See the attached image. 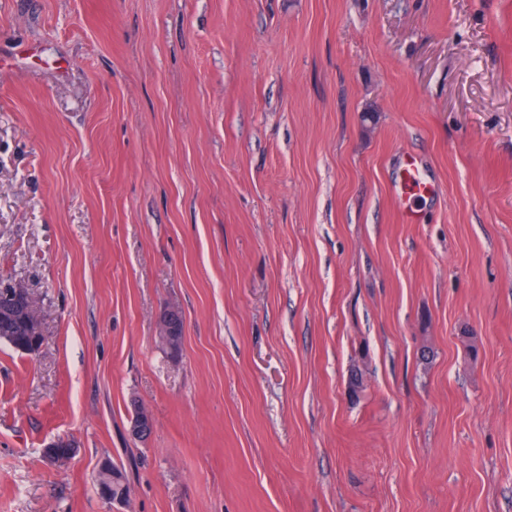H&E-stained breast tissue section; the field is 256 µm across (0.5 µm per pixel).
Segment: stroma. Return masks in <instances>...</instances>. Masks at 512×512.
I'll use <instances>...</instances> for the list:
<instances>
[{
  "instance_id": "1",
  "label": "stroma",
  "mask_w": 512,
  "mask_h": 512,
  "mask_svg": "<svg viewBox=\"0 0 512 512\" xmlns=\"http://www.w3.org/2000/svg\"><path fill=\"white\" fill-rule=\"evenodd\" d=\"M14 281L0 512H512V0H0ZM400 190L421 196L435 192L434 186L421 178L419 163L414 158L406 160L400 175ZM2 294L4 299L2 306L3 325L16 322L22 316V313L27 312L34 306V298L23 282L16 281L2 287ZM160 336L168 345H180L183 339L184 324L181 313L175 308L164 309L159 317ZM152 432L153 421L148 411L143 408L136 409L129 427L131 438L135 441H144L150 437ZM96 486L98 492L100 489H107L112 494H107L104 497L105 501L112 503V498L117 497L128 499L129 487L126 477L123 471L109 460L102 463L96 477Z\"/></svg>"
}]
</instances>
